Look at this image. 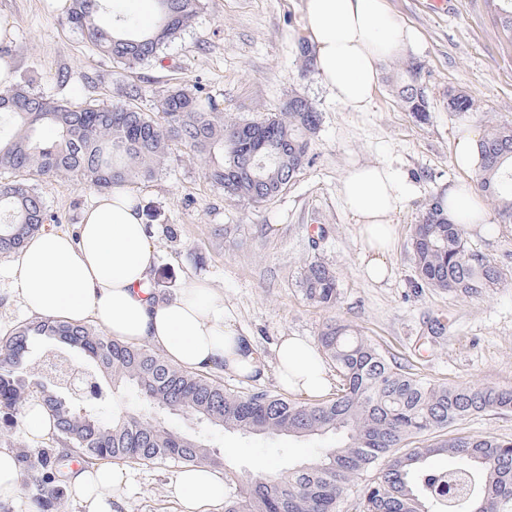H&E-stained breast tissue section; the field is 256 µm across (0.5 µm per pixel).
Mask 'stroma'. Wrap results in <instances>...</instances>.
Segmentation results:
<instances>
[{
	"instance_id": "stroma-1",
	"label": "stroma",
	"mask_w": 512,
	"mask_h": 512,
	"mask_svg": "<svg viewBox=\"0 0 512 512\" xmlns=\"http://www.w3.org/2000/svg\"><path fill=\"white\" fill-rule=\"evenodd\" d=\"M389 2L423 36L416 57L430 102L423 120L396 97L391 61L382 68L368 111L336 102L318 73L299 61L301 0H201L191 26L165 46L159 60L129 69L94 50L64 15L46 9L45 0H0V21L13 28L0 39V50L16 78L68 101L98 100L151 113L167 90L198 87L237 120L279 111L296 93L308 97L322 115L313 161L274 200L252 204L225 197L206 180L203 158L179 144L171 149L167 171L133 186L144 214L155 217V288L174 294L191 279L208 282L223 293L238 331L253 338L269 364L279 337L314 341L334 320L368 336L427 381L512 388V224L468 235L473 248L505 272L497 288L476 297L416 287L410 248L430 199L459 178L477 182V174L461 175L453 163L459 135L482 134L489 118L512 125V40L489 0H447L443 10L432 0ZM452 91L468 95L471 110L449 111ZM356 160L389 166L410 187L393 218L392 274L380 283L362 272V242L340 196L342 178ZM38 187L50 228L76 234L92 191L71 180H44ZM167 224L176 237L164 232ZM315 257L340 281L330 309L310 304L299 284L304 262ZM437 320L447 333L433 342L427 334ZM167 422L202 436L219 449L226 466L250 477L259 460L279 470L313 458L320 447L311 438L228 432L187 416ZM0 448L51 452L61 461L60 477L70 472L68 448L49 437L30 441L23 425L0 432ZM130 471L134 485L118 512H179L172 493L177 467L134 465Z\"/></svg>"
}]
</instances>
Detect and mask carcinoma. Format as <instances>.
<instances>
[{"label":"carcinoma","mask_w":512,"mask_h":512,"mask_svg":"<svg viewBox=\"0 0 512 512\" xmlns=\"http://www.w3.org/2000/svg\"><path fill=\"white\" fill-rule=\"evenodd\" d=\"M200 0H154L151 29L127 22L117 35L99 23L101 0H73L66 21L100 54L129 67L159 57L161 48L188 27ZM512 38V0H490ZM407 111L427 117L429 102L421 66L402 62L394 82ZM321 113L294 95L261 120L228 121L224 113L186 88L164 94L149 115L101 103L71 104L34 91L20 80L0 92V257L20 251L44 230L48 211L28 177L71 179L98 192L116 184L153 180L170 166L174 142L201 155L206 178L228 197L263 203L279 185L295 181L312 159ZM478 190L503 224H512V126L488 123L479 140ZM463 224H453L432 199L414 225L411 247L421 285L457 297L479 296L499 285L503 271L474 250ZM301 287L313 305L331 308L340 295L336 272L326 263H304ZM40 340L72 351L93 372L92 400L74 398L51 375L28 372L30 349ZM336 368L334 396L302 403L270 390L238 391L223 381L172 364L143 345L114 339L91 324L32 319L18 324L0 347V419L13 418L37 398L53 418L57 441L91 461L223 466L204 440L169 428L151 413L191 416L242 433L285 434L335 443L315 459L287 470L244 479L224 472V512H512V438L496 434L452 436L466 418L512 409V389L432 384L405 370L359 332L336 321L318 339ZM134 389L147 413H118L103 420L114 391ZM439 433L427 446L407 440ZM446 455L448 470L424 467ZM25 481L38 487L44 512L63 495L44 457L29 463Z\"/></svg>","instance_id":"1"}]
</instances>
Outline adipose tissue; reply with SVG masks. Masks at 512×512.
I'll return each mask as SVG.
<instances>
[{
  "label": "adipose tissue",
  "mask_w": 512,
  "mask_h": 512,
  "mask_svg": "<svg viewBox=\"0 0 512 512\" xmlns=\"http://www.w3.org/2000/svg\"><path fill=\"white\" fill-rule=\"evenodd\" d=\"M301 8L304 35L325 87L357 112L371 106L382 64L418 54L422 46L420 32L388 0H301ZM340 193L365 244V275L384 280L390 274L392 217L404 200L401 181L385 166L357 163ZM442 207L452 223L471 230H483L490 222L483 200L463 181L443 195ZM155 263L144 212L127 186L116 185L93 196L78 237L40 232L0 275L9 280L12 295L28 315L96 324L112 338L152 346L191 370L262 377L261 355L252 338L236 330L223 294L198 280L176 294H163L152 286ZM274 352L285 391L316 398L329 390L324 360L311 341L283 336ZM129 482L125 469L100 465L72 474L69 485L84 512H116L114 505ZM174 492L180 512H211L224 503V479L201 465L180 471ZM0 504L29 512L20 464L9 448H0Z\"/></svg>",
  "instance_id": "ef3b65f1"
}]
</instances>
